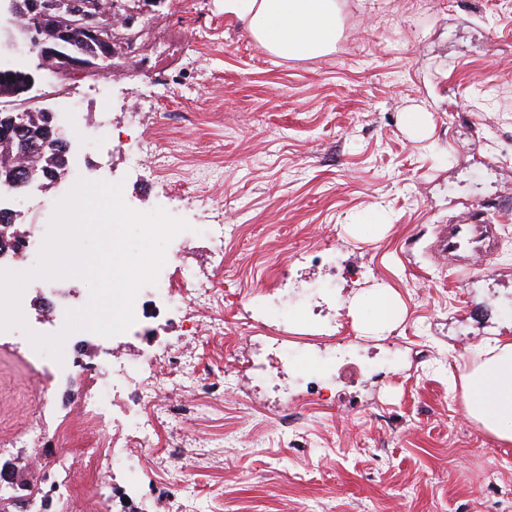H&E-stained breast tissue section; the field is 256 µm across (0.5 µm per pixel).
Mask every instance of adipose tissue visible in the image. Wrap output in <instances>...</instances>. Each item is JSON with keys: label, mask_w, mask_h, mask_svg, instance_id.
Masks as SVG:
<instances>
[{"label": "adipose tissue", "mask_w": 512, "mask_h": 512, "mask_svg": "<svg viewBox=\"0 0 512 512\" xmlns=\"http://www.w3.org/2000/svg\"><path fill=\"white\" fill-rule=\"evenodd\" d=\"M224 11L242 20L269 53L284 59L319 57L336 48L337 0H224ZM366 306L373 308V319H362ZM350 308L367 335L392 330L402 315L399 297L389 287L354 297ZM462 402L481 432L499 445H512V337H494L476 347L473 366L462 378Z\"/></svg>", "instance_id": "1"}]
</instances>
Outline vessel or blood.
<instances>
[{
  "instance_id": "obj_1",
  "label": "vessel or blood",
  "mask_w": 512,
  "mask_h": 512,
  "mask_svg": "<svg viewBox=\"0 0 512 512\" xmlns=\"http://www.w3.org/2000/svg\"><path fill=\"white\" fill-rule=\"evenodd\" d=\"M494 225L486 223L479 211H472L459 224L439 225L434 244V256L440 267L460 270V260L466 242H477L481 251L491 252L496 245Z\"/></svg>"
}]
</instances>
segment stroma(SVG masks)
<instances>
[{"label": "stroma", "mask_w": 512, "mask_h": 512, "mask_svg": "<svg viewBox=\"0 0 512 512\" xmlns=\"http://www.w3.org/2000/svg\"><path fill=\"white\" fill-rule=\"evenodd\" d=\"M339 10L335 52L284 59L224 0H167L143 15L156 38L142 67L102 82L111 139L72 140L70 167L122 183L132 209L224 227L223 268L197 237L171 257L172 271L220 281L196 333L149 313L112 346L116 364L147 336L191 356L196 374L174 395L198 406L182 422L148 408L157 435L134 489L119 469L82 471V493L111 491L115 512H512V446L482 434L452 388L476 345L512 336V0ZM94 83L70 79V128L97 125ZM416 109L429 117L422 136L403 125ZM69 192L34 186L12 208L41 224ZM195 192L222 194L223 208ZM473 208L497 225L498 248L452 277L430 258L433 232ZM380 283L405 314L388 334L360 335L350 301ZM83 351L95 371L44 382L0 345L1 439L28 428L44 386L56 447L80 457L100 436L75 409L91 387L109 388L111 427L124 428L140 388L113 387L95 337ZM209 375L223 399L204 393Z\"/></svg>", "instance_id": "35a3bbf8"}]
</instances>
